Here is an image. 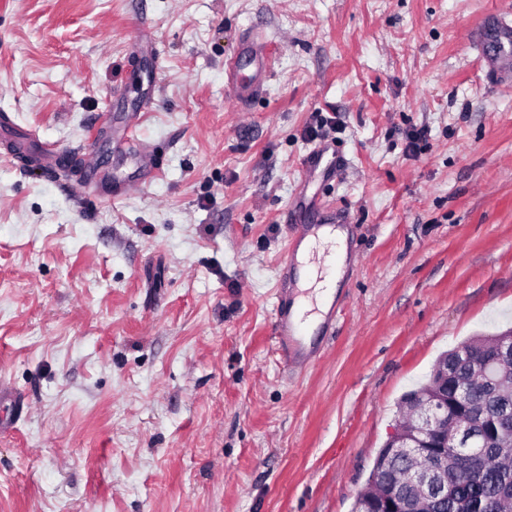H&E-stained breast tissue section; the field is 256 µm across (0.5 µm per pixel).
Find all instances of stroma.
Returning a JSON list of instances; mask_svg holds the SVG:
<instances>
[{"instance_id":"1","label":"stroma","mask_w":512,"mask_h":512,"mask_svg":"<svg viewBox=\"0 0 512 512\" xmlns=\"http://www.w3.org/2000/svg\"><path fill=\"white\" fill-rule=\"evenodd\" d=\"M512 0H0V110L70 150L144 98L163 171L112 200L0 157V512H351L403 395L512 327V67L471 43ZM147 24L153 64L131 32ZM269 42L240 111L224 62ZM347 165L310 193L355 222L304 369L274 343L282 214L307 127ZM427 135L411 143L418 130ZM226 97L241 111L265 94L271 80V63L263 31L250 28L240 39L237 56L224 64Z\"/></svg>"}]
</instances>
